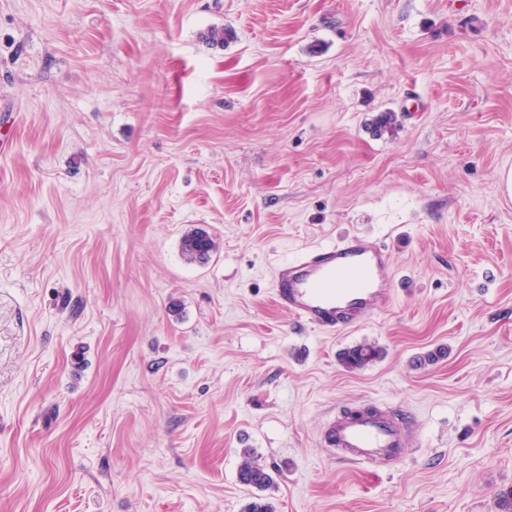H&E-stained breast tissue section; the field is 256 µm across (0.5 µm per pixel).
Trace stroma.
<instances>
[{
  "label": "stroma",
  "mask_w": 512,
  "mask_h": 512,
  "mask_svg": "<svg viewBox=\"0 0 512 512\" xmlns=\"http://www.w3.org/2000/svg\"><path fill=\"white\" fill-rule=\"evenodd\" d=\"M0 136V512H243L245 448L275 512H498L512 0H0ZM349 235L396 298L324 334L273 271ZM370 403L386 472L320 440ZM219 249L216 239L199 227L186 231L181 239V252L190 263H204ZM379 350L372 344H358L345 349L339 357L340 364L347 370L362 369L373 362ZM238 470V481L247 488L265 490L274 482L271 473L261 465L256 464L251 449H245Z\"/></svg>",
  "instance_id": "stroma-1"
}]
</instances>
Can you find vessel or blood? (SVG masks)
I'll return each mask as SVG.
<instances>
[{
  "instance_id": "obj_1",
  "label": "vessel or blood",
  "mask_w": 512,
  "mask_h": 512,
  "mask_svg": "<svg viewBox=\"0 0 512 512\" xmlns=\"http://www.w3.org/2000/svg\"><path fill=\"white\" fill-rule=\"evenodd\" d=\"M273 295L304 325L329 334L354 327L367 312L394 301L388 251L377 239L353 235L300 253L276 266ZM322 442L374 472L414 445L403 422L380 407L330 418Z\"/></svg>"
}]
</instances>
